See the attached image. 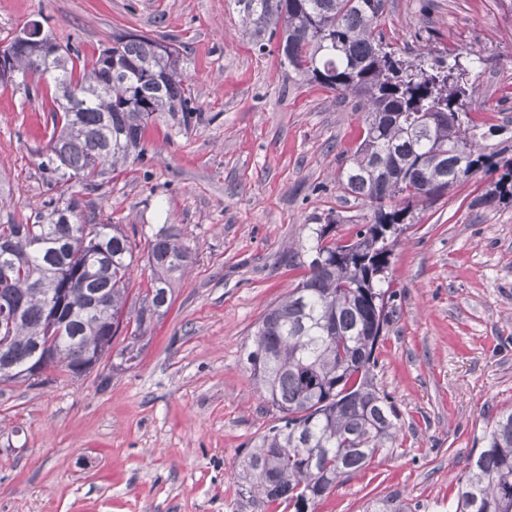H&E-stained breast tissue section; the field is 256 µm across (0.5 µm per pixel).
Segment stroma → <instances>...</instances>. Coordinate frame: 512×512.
I'll return each mask as SVG.
<instances>
[{"instance_id": "stroma-1", "label": "stroma", "mask_w": 512, "mask_h": 512, "mask_svg": "<svg viewBox=\"0 0 512 512\" xmlns=\"http://www.w3.org/2000/svg\"><path fill=\"white\" fill-rule=\"evenodd\" d=\"M34 20L85 59L118 32L179 51L197 117L149 125L143 160L95 197L137 244L131 300L149 286L162 225L181 228L192 262L138 365L0 386V512H254L235 469L279 414L245 348L306 273L313 229L332 221L346 237L368 222L338 186L363 124L341 93L289 75L275 45L258 50L234 0H0V39ZM381 28L409 61L458 52L475 118L512 121V0H387ZM51 108L37 77L0 82V214L22 217L52 195L40 167ZM494 180L471 176L400 234L388 275L397 313L376 351L398 439L315 512H366L390 495L405 512H448L512 406V201L481 205Z\"/></svg>"}]
</instances>
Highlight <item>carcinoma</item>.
<instances>
[{"instance_id":"1","label":"carcinoma","mask_w":512,"mask_h":512,"mask_svg":"<svg viewBox=\"0 0 512 512\" xmlns=\"http://www.w3.org/2000/svg\"><path fill=\"white\" fill-rule=\"evenodd\" d=\"M254 44L278 38L281 63L308 83L354 98L365 132L339 185L367 202L368 223L345 241L331 225L313 229L308 274L268 306L246 362L256 390L280 412L247 451L236 483L254 507L284 504L314 512L336 485L393 447L398 414L375 382V350L394 313L388 279L393 249L416 207L433 204L460 182L500 172L487 206L512 200V156L490 149L499 125L473 121L459 55L416 63L396 57L380 23L386 0H236ZM36 64L16 38L14 69L53 87L50 154L41 162L56 183L90 193L107 171L142 159L155 119L186 125L194 113L179 51L134 34L76 65L79 53L49 32ZM80 96H73L74 90ZM181 229L165 224L147 252L150 285L127 306L135 248L95 202L50 198L43 209L0 222V385L38 383L50 364L72 379L116 356L134 362L153 319L167 312L174 282L189 266ZM129 342L112 353V341ZM452 512H512V408L499 412L485 446L459 478Z\"/></svg>"}]
</instances>
